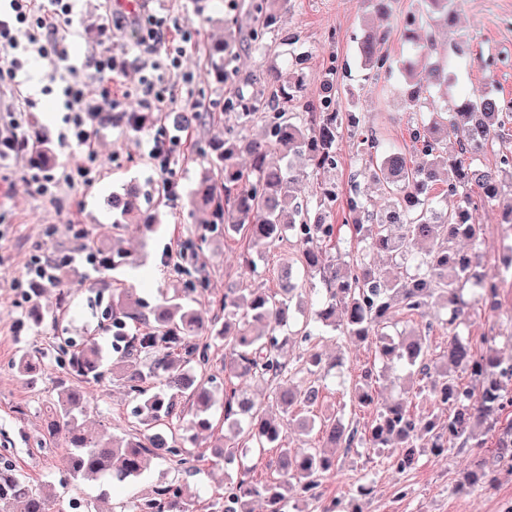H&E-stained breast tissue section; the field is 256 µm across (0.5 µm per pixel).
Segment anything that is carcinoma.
<instances>
[{"label": "carcinoma", "mask_w": 512, "mask_h": 512, "mask_svg": "<svg viewBox=\"0 0 512 512\" xmlns=\"http://www.w3.org/2000/svg\"><path fill=\"white\" fill-rule=\"evenodd\" d=\"M289 0H253L251 10L257 22L252 41L261 43L263 31L275 24L276 14L288 9ZM424 8L443 22L452 15L454 0H421ZM406 23L407 39L413 45L415 58L407 63L409 77L406 103L415 111L421 106L423 91L433 85L448 86V63L429 61L428 45L420 41L412 26ZM384 35L367 32L358 43L359 58L376 73L388 72L387 59L381 52ZM209 75L222 82L236 57L230 39L214 42L205 49ZM303 82L283 70H270L263 77L262 93L245 99L227 101V108L239 111L247 121L255 118L265 123L268 131L261 140H248L236 131L224 133V140L212 143L208 173L192 191V204L208 213V223L224 226V233L247 232L256 258L287 237L299 246L297 262L304 277H316L325 285V294L315 303L314 317L305 320L296 331L295 342L304 347L305 363L321 369L322 354L314 350L317 340L332 336L365 342L376 339L379 356L386 364L410 369L409 386L417 382V392L426 393L448 418L436 416L419 421L410 411L409 398L392 400L376 406L367 370L362 381L352 389L353 401L362 407L374 406V418L364 430L344 423L334 415L315 420L307 415L296 419L298 428L309 432L318 429L319 445L307 443L304 448L288 447V417L295 409L317 404L320 387L294 382L296 376L285 354L288 337L281 331L293 318L291 301L302 284L294 280L292 266L279 274V289L252 288L248 291L228 290L221 299L224 329V423L245 433L251 444L249 452L276 455L277 477L260 480L254 468L241 465L237 481L224 493L210 499L208 512H254L256 500L265 512H288L294 497L320 498L317 490L336 476V450L349 451L358 444L372 448L390 446L397 449L396 469L405 473L414 469L423 452L441 455L448 451V441L468 447L477 437V429L485 427L495 436L491 449L494 466L477 461L462 479V484L494 485L493 467L512 463V419L502 418L512 406L503 382L512 379V364L503 362L490 345L492 336L483 337L479 350L473 337L464 334L469 328V310L483 300L487 287L485 276L477 270L472 254L456 251L460 239L474 240L481 225L474 219L477 204L499 203L505 195L499 171L512 169V151L501 153V170L483 166L488 150L504 146L506 124H512V106L504 104L495 93L480 91L458 103L447 105L450 119L417 124L412 132L419 161L409 159L398 149H380L373 131L359 133L358 153L365 157L364 174L382 185L393 198L389 212L374 215L365 194L354 187L348 199L351 212L365 215L371 223L353 224L352 232L366 241L361 253H339L331 260L323 244L340 239V229L327 223L328 208L336 202V187L327 188L313 203L302 196L305 171L280 166L271 155L300 156L318 173L337 165L336 142L343 129L359 127L350 112H341L330 99L308 101L304 111L291 112L288 103L301 97ZM122 119L138 130L153 120L150 112H125ZM454 137L461 158L442 160L439 133ZM33 160L49 165L54 152L44 138L32 144ZM245 153L250 160L244 172L236 159ZM446 183L442 195L436 185ZM482 190L474 199L471 189ZM455 199L453 207L441 200ZM153 198L149 191L130 186L116 197L115 223L132 221L147 231L156 228V216L143 207ZM384 254L405 268L398 277H390L371 261V255ZM99 267L114 270L127 264L120 251L107 254L100 250L95 261ZM444 310L439 325L452 333L447 360L433 363L428 358L425 332L405 335L389 331V324L399 314L421 315L431 303ZM112 362L105 367L104 348L94 338L73 352L68 369L79 380H99L108 371L125 384L135 403L133 415L142 430L132 438H95L78 423L77 412L84 393L69 389L52 402L46 418L45 436L64 438L67 463L73 479L81 483L105 480H135L147 470L151 456H178L183 464L195 461V453L178 447L175 435H164L156 424L181 423L184 414L180 398L189 396L194 403L193 427L210 428L209 409L212 378H199L190 372L191 363L207 364L208 348L195 339L209 332L199 315L178 294L144 311L143 300L134 288H125L112 300ZM136 322L143 330L130 332ZM41 352L25 349L19 353L13 368L21 375L37 369ZM460 371L476 385L464 387L451 375ZM262 380L270 385L268 401L277 409L272 412L254 400L241 382ZM68 512L69 501L51 495L30 483L27 476L10 465L0 467V512ZM123 512H198L197 501L185 495L177 484L158 487L145 499L132 496Z\"/></svg>", "instance_id": "obj_1"}]
</instances>
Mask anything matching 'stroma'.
I'll use <instances>...</instances> for the list:
<instances>
[{
	"mask_svg": "<svg viewBox=\"0 0 512 512\" xmlns=\"http://www.w3.org/2000/svg\"><path fill=\"white\" fill-rule=\"evenodd\" d=\"M251 0H151L143 19L151 28V16L166 17L190 33L183 72L192 73V82L171 75V101L168 112L185 111L187 103L196 110L209 112L210 121L200 128L179 130L171 122L155 120L146 129L132 132L119 119L95 128V157H88L85 147L65 140L66 130L59 83L47 60L30 56L19 84H0V130H17L27 135L31 127L43 129L58 157L52 174L60 170L87 167L90 183L59 185L53 198L38 199L27 192L26 182L36 168L28 150L0 158V453L9 463L29 477L33 485L71 497L79 495L94 503L98 512H119L131 496L148 495L156 487L179 483L189 496L206 499L222 493L230 466L211 462L205 455L216 438L228 446L245 447L243 435L222 425L223 395H216L212 415L213 430L198 433L181 427L186 447L198 452L194 470H185L173 461L151 460L144 477L137 483H116L108 488L107 498H100L97 487L73 481L67 470L66 443L48 441L44 435V412L48 402L69 388L76 379L59 356L64 339L77 341L92 336L103 345H111L112 333L105 314L113 295L125 288L138 289L147 305L157 304L165 293L184 288V277L176 268L160 263L166 249H180L183 243L199 236L208 241L197 252L194 264L209 277V288L194 296V308L215 331L201 336L210 347L209 374L224 376V345L218 337L223 319L215 315L213 302L228 288L279 287V269L283 260L295 259V242L283 243L266 252L257 268H249L243 256L249 250L248 239L241 234L227 236L212 230L207 218L190 211L189 197L195 183L207 167L211 142L223 139L228 128L242 135L260 138L265 134L261 122H242L226 112L224 101L237 93L255 94L253 80L262 72L286 68L289 53L303 55L305 100L331 95L346 112L357 113L364 125L372 128L387 144L397 149L410 147V130L418 115L405 105L406 78L401 71L410 54L403 30L408 16H417V31L422 39L433 42L434 57H448L456 82L448 90L458 96L487 89L501 99L512 101V0H456L453 19L447 27H434L420 12V0H393L389 13L373 12L369 0H290L272 32L263 39V50H255L251 34L255 23L249 12ZM106 0H77L70 26L62 35L70 62L84 67L91 55L102 51L126 54L130 68L121 77L126 87L137 85L142 63L165 57L164 46L149 50L134 37L122 36L106 28ZM386 33L381 52L393 74L384 77L366 69L356 47L366 26ZM234 36L240 44L236 59L229 67L226 82L218 83L207 75L208 61L203 53L207 43ZM180 136L171 147L170 168L176 182L175 198H163L156 206L158 225L147 233L134 224L114 221L111 198L124 185L134 182L144 189L160 187L163 177L151 165L147 151L155 138ZM482 226L478 240L461 241L465 250L476 253L480 269L494 277L502 259L512 246V227L508 226L502 207L485 206L475 214ZM94 242L129 253L132 263L119 270H101L86 263L84 251ZM49 256L66 265L75 284L56 327L44 328L30 321L32 302L26 301L19 281L27 277V268L36 258ZM501 295L495 307L476 304L471 311L470 333L479 337L489 328L512 331V280L502 281ZM24 320L21 335H14L17 320ZM33 348L43 354L36 384L12 368L19 350ZM334 367L329 376L300 371L308 382L321 384V398L314 413L336 412L344 421L364 426L374 412L354 406L350 391L365 369H384L374 343L317 342ZM88 403L78 414L85 430L96 437L133 436L140 425L132 416L133 404L120 382L104 376L86 383ZM483 448L449 450L435 456L425 454L416 469L400 474L389 453H378L363 446L340 454L335 479L325 481L323 497L349 502L360 485L373 488L363 499L364 512H497L498 501L512 497V469L497 468L492 489H459L464 471L492 448L494 440L483 434ZM322 499H291L288 512H320Z\"/></svg>",
	"mask_w": 512,
	"mask_h": 512,
	"instance_id": "1",
	"label": "stroma"
}]
</instances>
